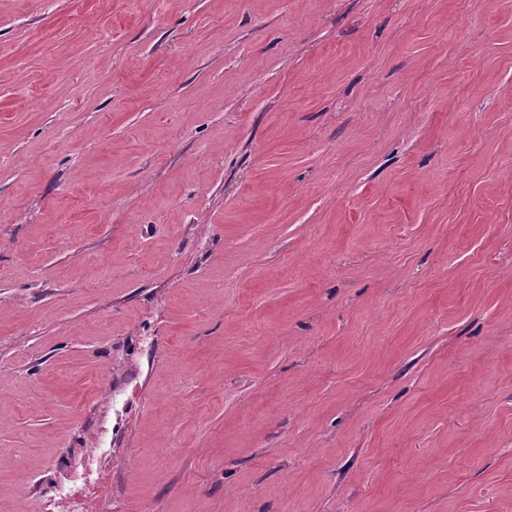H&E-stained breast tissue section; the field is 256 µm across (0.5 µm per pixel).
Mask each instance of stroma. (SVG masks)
Listing matches in <instances>:
<instances>
[{
  "mask_svg": "<svg viewBox=\"0 0 512 512\" xmlns=\"http://www.w3.org/2000/svg\"><path fill=\"white\" fill-rule=\"evenodd\" d=\"M512 512V0H0V507Z\"/></svg>",
  "mask_w": 512,
  "mask_h": 512,
  "instance_id": "stroma-1",
  "label": "stroma"
}]
</instances>
